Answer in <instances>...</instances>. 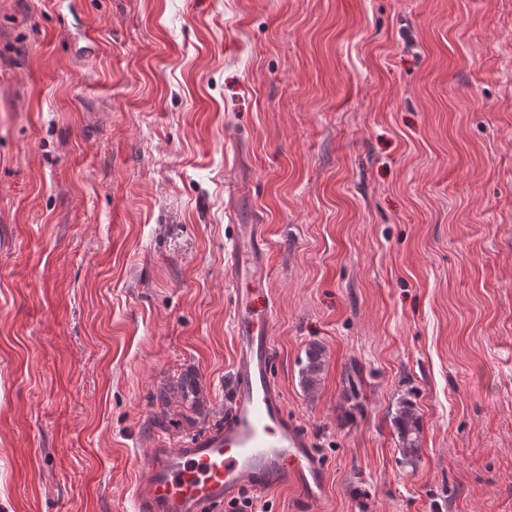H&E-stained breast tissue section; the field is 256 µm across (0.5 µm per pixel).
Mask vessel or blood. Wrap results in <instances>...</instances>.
<instances>
[{"label":"vessel or blood","mask_w":512,"mask_h":512,"mask_svg":"<svg viewBox=\"0 0 512 512\" xmlns=\"http://www.w3.org/2000/svg\"><path fill=\"white\" fill-rule=\"evenodd\" d=\"M228 269L234 279L266 265L264 227L241 226ZM268 303L237 300L232 389L217 427L179 445L153 442L141 460L146 477L135 490L137 512H222L243 491L298 485L310 503L326 494L325 473L307 430L286 411L271 373Z\"/></svg>","instance_id":"vessel-or-blood-1"}]
</instances>
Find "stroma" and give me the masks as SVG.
Returning <instances> with one entry per match:
<instances>
[{"mask_svg": "<svg viewBox=\"0 0 512 512\" xmlns=\"http://www.w3.org/2000/svg\"><path fill=\"white\" fill-rule=\"evenodd\" d=\"M244 291L327 485L259 512H512V0H0V512H136L149 443L224 417ZM251 242L252 262L251 267L246 269L239 260V249L244 240ZM266 265V243L264 235V225L262 224H244L240 228V234L232 245L228 269L234 279L239 280L248 276L254 277L255 274L262 271ZM328 356L319 343H311L305 350V361L299 372V383L306 392L316 391L322 381ZM159 400L162 409L154 421L161 428H166V423H169L167 409L172 400L197 415L202 413L206 405L200 378L193 368H186L179 374L164 380L160 387ZM394 422L404 457L410 459L416 456L420 447L421 426L411 402L404 400L400 403Z\"/></svg>", "mask_w": 512, "mask_h": 512, "instance_id": "35a3bbf8", "label": "stroma"}]
</instances>
